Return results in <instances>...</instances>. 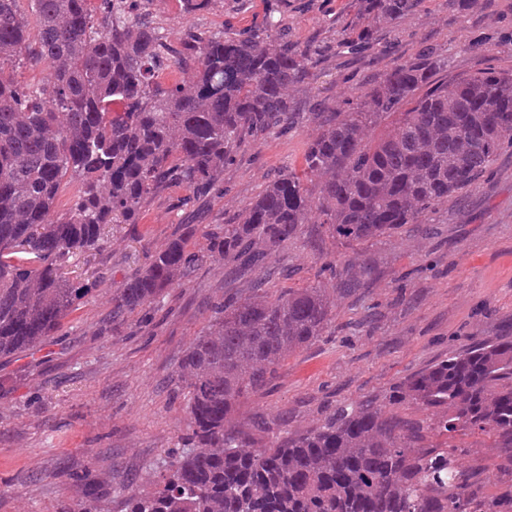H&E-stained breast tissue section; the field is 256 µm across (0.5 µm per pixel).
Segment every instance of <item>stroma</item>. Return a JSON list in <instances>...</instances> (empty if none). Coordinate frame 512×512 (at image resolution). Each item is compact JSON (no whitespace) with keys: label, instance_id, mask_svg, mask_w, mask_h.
<instances>
[{"label":"stroma","instance_id":"stroma-1","mask_svg":"<svg viewBox=\"0 0 512 512\" xmlns=\"http://www.w3.org/2000/svg\"><path fill=\"white\" fill-rule=\"evenodd\" d=\"M424 0L419 11L375 33L363 50L349 40L363 25L356 0H280L290 42L324 51L295 91L292 124L250 139L225 165L211 193L191 198L172 187L149 199L135 224L106 227L101 249L70 257L69 270L93 273L101 285L82 300L40 348L0 358V512H64L121 491L152 490L167 450L190 429L180 361L217 302L247 295L249 277L233 279V260L206 261L186 283L169 286L146 314L112 318V297L170 236L205 252L206 233L233 223L277 174L300 168L306 143L338 102L355 100L393 66L425 46L444 63L431 84L477 71L512 69V0ZM156 26L173 48L184 32L231 37L256 29L267 0H217L190 12L182 0H153ZM482 48H474L477 39ZM369 260L374 279L337 293L322 336L290 354L268 385L244 395L237 427L269 447L289 432L319 424L337 407L366 399L385 403L392 387L447 359L471 337L512 336V147L479 183L449 199L419 224H407L355 249L311 213L299 239L272 260L274 288L323 281L322 268ZM456 452L459 470L488 463L492 493L512 482L494 470L498 449L474 435Z\"/></svg>","mask_w":512,"mask_h":512}]
</instances>
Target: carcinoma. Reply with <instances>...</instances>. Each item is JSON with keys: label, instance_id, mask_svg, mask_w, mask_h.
<instances>
[{"label": "carcinoma", "instance_id": "1", "mask_svg": "<svg viewBox=\"0 0 512 512\" xmlns=\"http://www.w3.org/2000/svg\"><path fill=\"white\" fill-rule=\"evenodd\" d=\"M19 0H0V357L34 350L54 335L99 280L74 282L61 260L99 249L109 224H136L149 195L171 185L210 193L241 145L292 118L291 93L318 56L265 31L224 37L189 33L191 65L166 53L149 12L128 0H30L37 40ZM365 36L419 9L423 0H358ZM48 65L53 79L29 91L4 64ZM426 47L396 64L360 100L343 101L319 124L288 171L210 233L208 257L231 255L255 274L247 296L226 299L182 358L190 430L167 452L152 491L130 493L121 512H512V491L478 496L482 467L460 471L453 453L480 434L501 449L494 467L512 471V339L472 343L393 387L434 413L427 425L373 399L336 410L270 448L237 429L239 399L262 389L280 363L318 336L336 304L323 286L266 288L270 259L315 208L351 245L416 224L473 187L512 145V73L493 69L437 84ZM185 77L169 87L157 72ZM391 126L370 133L375 118ZM76 182L55 221L65 179ZM317 182V200L304 181ZM201 261L174 237L112 297V318L133 314ZM346 292L371 279L354 259L329 268Z\"/></svg>", "mask_w": 512, "mask_h": 512}]
</instances>
